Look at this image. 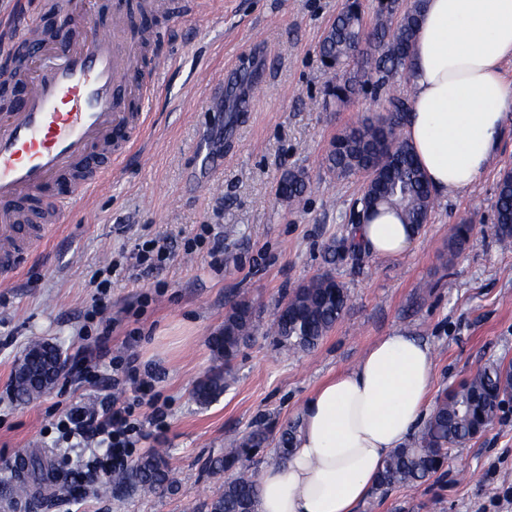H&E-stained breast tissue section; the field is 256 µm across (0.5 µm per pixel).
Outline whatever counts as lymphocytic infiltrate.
Listing matches in <instances>:
<instances>
[{
  "mask_svg": "<svg viewBox=\"0 0 512 512\" xmlns=\"http://www.w3.org/2000/svg\"><path fill=\"white\" fill-rule=\"evenodd\" d=\"M116 272L117 268L113 265L97 270L91 280L95 290L93 305L86 315L88 322L101 324L95 350L90 355H93L96 364L111 366L112 376L100 380L89 374L84 375L83 381L92 394L91 400L72 403L57 422L67 438L93 448L101 471L107 475L125 469L132 449L148 437L138 413L147 384L139 378L133 358L113 357L111 324L100 319ZM127 388L132 391L131 398L123 403L116 402L114 391Z\"/></svg>",
  "mask_w": 512,
  "mask_h": 512,
  "instance_id": "lymphocytic-infiltrate-1",
  "label": "lymphocytic infiltrate"
}]
</instances>
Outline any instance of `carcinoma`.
<instances>
[{
    "mask_svg": "<svg viewBox=\"0 0 512 512\" xmlns=\"http://www.w3.org/2000/svg\"><path fill=\"white\" fill-rule=\"evenodd\" d=\"M422 0L398 12L396 0L379 9L373 29L363 25L362 5L349 0L318 43L324 65L341 75L329 96L344 101L355 94L356 82L346 67L358 46L370 48V70L377 82L389 85L409 81L411 48L419 25ZM408 97L391 95L388 116L382 123L365 121L346 129L333 140L324 158L327 170L338 179L367 173V183L359 200L361 209L391 207L400 212L403 223L421 229L433 204L425 176L411 147L400 139L398 130ZM496 235L502 247H512V172H503L497 186ZM349 295L342 283L328 274L312 278L288 295L287 308L276 313L270 326L279 347L290 353L315 349L341 320ZM257 333L252 302L242 298L224 316V327L211 338L210 345L224 366L216 367L195 385L194 398L202 406L217 400L230 385V364L240 347ZM13 390L22 400L38 398L31 379L13 377ZM512 392V361H492L464 379L457 387L443 391L434 401L422 432L394 450L384 461L378 487L416 486L436 475L447 462L448 450L461 448L480 436L498 417L499 396ZM297 427L281 431L277 441L278 460L284 461L292 448ZM264 423L247 434L230 436L224 452L211 458L206 469L227 474L222 488L201 504L202 512H257V477L250 461L269 439ZM170 483V470L162 451L154 450L131 469L113 476L98 488L105 496L115 487L129 486L143 495H154Z\"/></svg>",
    "mask_w": 512,
    "mask_h": 512,
    "instance_id": "cac0c4a2",
    "label": "carcinoma"
}]
</instances>
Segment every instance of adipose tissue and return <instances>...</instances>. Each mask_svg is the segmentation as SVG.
I'll use <instances>...</instances> for the list:
<instances>
[{"label":"adipose tissue","mask_w":512,"mask_h":512,"mask_svg":"<svg viewBox=\"0 0 512 512\" xmlns=\"http://www.w3.org/2000/svg\"><path fill=\"white\" fill-rule=\"evenodd\" d=\"M512 0H423L410 59L412 107L403 125L434 196L470 187L499 152L512 113ZM416 231L395 212L358 225L364 250L405 253ZM430 346L402 330L378 340L305 401L286 462L258 477V512H358L386 456L427 414Z\"/></svg>","instance_id":"1"}]
</instances>
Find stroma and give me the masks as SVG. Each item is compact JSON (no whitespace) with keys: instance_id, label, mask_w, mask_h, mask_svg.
<instances>
[{"instance_id":"stroma-1","label":"stroma","mask_w":512,"mask_h":512,"mask_svg":"<svg viewBox=\"0 0 512 512\" xmlns=\"http://www.w3.org/2000/svg\"><path fill=\"white\" fill-rule=\"evenodd\" d=\"M345 0H193L180 17L158 13V40L147 54L160 90L135 145L112 169L108 190L88 208H73L54 235L7 278H0V512H194L224 482L206 464L230 435L268 424L273 439L250 467L277 458L274 439L298 421L306 398L330 376L352 367L382 336L404 330L434 355L432 395L456 387L486 363L512 360V248L495 234L497 183L512 167V118L502 147L464 192L435 200L414 247L400 256L362 252L332 256L346 238L362 177L336 179L324 157L343 129L384 114L390 89L364 79L363 58L350 71L361 81L347 103L329 101L334 81L316 46ZM223 96L224 111L210 100ZM210 141L217 161L198 154ZM303 192L282 196L290 174ZM211 225L223 252L187 254L183 243ZM468 226L457 238L459 226ZM171 242L162 270L119 277L105 312L113 354L133 355L151 376L165 426L134 448L133 459L160 449L173 484L144 497L130 489L71 502L64 460L81 450L55 422L87 388L65 384L22 402L12 391L17 360L35 341L73 358L92 304L88 281L100 265L132 250L139 238ZM330 274L350 295L336 327L312 351L291 354L266 336L294 288ZM252 301L260 327L231 363L232 383L218 400L199 405L196 382L217 365L209 339L230 306ZM51 469L31 496L13 497L27 479L30 457ZM359 512H512V404L482 435L451 450L426 482L377 491Z\"/></svg>"}]
</instances>
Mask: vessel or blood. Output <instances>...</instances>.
Listing matches in <instances>:
<instances>
[{
    "instance_id": "vessel-or-blood-1",
    "label": "vessel or blood",
    "mask_w": 512,
    "mask_h": 512,
    "mask_svg": "<svg viewBox=\"0 0 512 512\" xmlns=\"http://www.w3.org/2000/svg\"><path fill=\"white\" fill-rule=\"evenodd\" d=\"M108 27L82 20L44 32L38 20L0 38V55L14 58L0 83L25 91L0 114V270L16 272L75 203L107 188L124 153L133 107L154 96L157 82L130 84L142 69L137 43L124 24L128 7H114Z\"/></svg>"
}]
</instances>
